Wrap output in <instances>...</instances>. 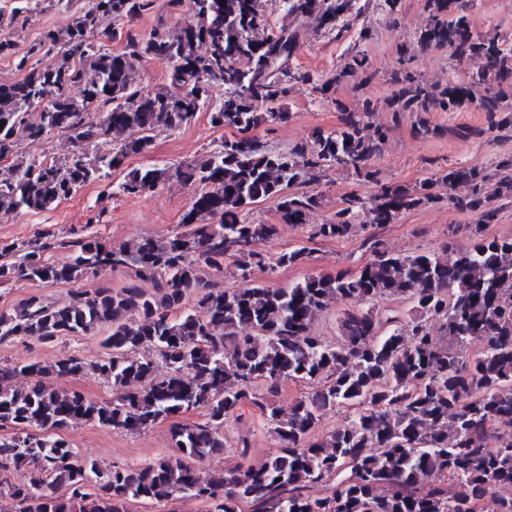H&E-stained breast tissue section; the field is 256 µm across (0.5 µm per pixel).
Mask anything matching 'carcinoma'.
I'll use <instances>...</instances> for the list:
<instances>
[{"label":"carcinoma","instance_id":"cac0c4a2","mask_svg":"<svg viewBox=\"0 0 512 512\" xmlns=\"http://www.w3.org/2000/svg\"><path fill=\"white\" fill-rule=\"evenodd\" d=\"M11 2L10 11L0 8V28L15 25L32 0ZM41 2L72 10L74 19L33 45L50 64L30 67L28 58H17L21 78L0 83V211H50L147 151L155 133L176 131L203 110L212 125L237 135L175 170L194 196L182 230L162 240L115 247L88 236L72 242L62 265L46 256L50 243L0 244L1 285L76 283L118 267L135 275L122 288L92 295L74 289L63 305L33 294L0 313V344L18 337L52 344L101 332L105 349L90 366L69 355L52 366L0 365V426L20 430L0 438V490L12 499V512H128L134 501L182 495L208 503V512H512V499L494 496V488L512 486V435L488 444L496 427H512V236L481 232L470 249L445 257L390 254L366 238L372 258L358 272L281 288L230 289L204 280L228 260L244 278L255 267L306 262L305 246L277 255L261 249L278 224L251 220L252 207L275 198L279 224H305L320 197L293 187L318 182L332 168L377 190L346 197L333 217L312 225L310 240L393 224L432 200L439 178L448 204L475 214L485 228L512 204V155L488 167H450L412 186L381 183L374 162L386 133L370 122L369 102L344 114L340 126L286 150L251 136L287 118L288 86L309 85L325 96L335 88L341 75L316 77L293 66V58L310 18L339 35L351 16L362 15L357 0H190L189 18L145 35L128 32L117 52L91 36L106 19L143 16L154 0ZM476 4L425 0L427 22L416 40L448 50L460 69L473 58L481 68L442 88L426 86L405 66L389 76L390 110L416 115L420 135L439 134L430 113L468 108L486 114L484 134L512 128V38L476 32L469 20ZM278 8L296 24L272 28L266 13ZM145 61L166 65L169 86L133 85L132 73ZM217 84L224 86L220 98L213 96ZM20 130L32 140L65 135L74 151L60 161L19 155ZM101 138L114 143L111 152L94 150ZM167 175L133 169L111 189L138 195ZM493 177L491 199L482 186ZM460 184L470 192L454 194ZM391 297L411 308L379 316L375 302ZM341 300L362 306L342 312L336 340L315 335V321ZM475 339L485 343L477 353ZM158 359L164 374L156 372ZM88 369L111 382L112 399L98 403L44 384L53 373ZM17 375L30 383L6 388ZM286 378L311 392L283 413L270 397ZM246 404L263 415L279 448L260 467L213 474L194 466L224 451V423ZM192 406L205 408L207 421L175 426L177 454L140 465L104 472L58 434L76 420L139 433ZM336 407L352 410L351 423L311 440L323 413ZM20 470L24 478L11 479Z\"/></svg>","mask_w":512,"mask_h":512}]
</instances>
